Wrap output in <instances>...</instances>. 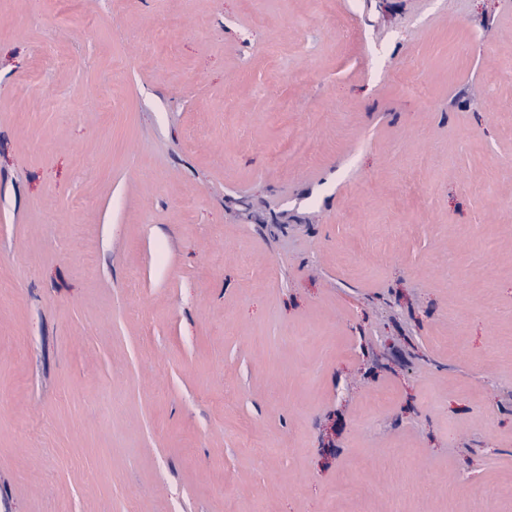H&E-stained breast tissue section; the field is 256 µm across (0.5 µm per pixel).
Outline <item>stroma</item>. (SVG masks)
I'll return each instance as SVG.
<instances>
[{"mask_svg":"<svg viewBox=\"0 0 512 512\" xmlns=\"http://www.w3.org/2000/svg\"><path fill=\"white\" fill-rule=\"evenodd\" d=\"M0 512H512V0H0Z\"/></svg>","mask_w":512,"mask_h":512,"instance_id":"35a3bbf8","label":"stroma"}]
</instances>
